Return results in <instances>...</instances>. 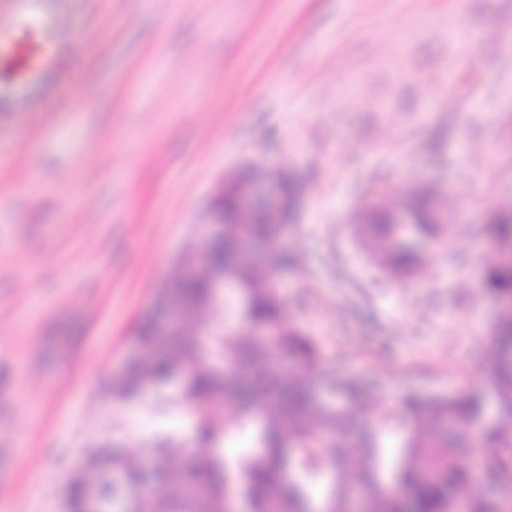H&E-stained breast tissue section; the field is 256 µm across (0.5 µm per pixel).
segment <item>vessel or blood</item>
Masks as SVG:
<instances>
[{"label": "vessel or blood", "mask_w": 512, "mask_h": 512, "mask_svg": "<svg viewBox=\"0 0 512 512\" xmlns=\"http://www.w3.org/2000/svg\"><path fill=\"white\" fill-rule=\"evenodd\" d=\"M20 32L31 38L32 46L18 76L15 109L39 112L43 99L27 75L52 74L56 58L74 46V31L69 16L53 6L52 0H6L5 7L0 8V46L15 47Z\"/></svg>", "instance_id": "obj_1"}]
</instances>
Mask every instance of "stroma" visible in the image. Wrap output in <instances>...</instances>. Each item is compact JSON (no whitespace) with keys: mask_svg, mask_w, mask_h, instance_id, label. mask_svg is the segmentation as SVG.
Here are the masks:
<instances>
[{"mask_svg":"<svg viewBox=\"0 0 512 512\" xmlns=\"http://www.w3.org/2000/svg\"><path fill=\"white\" fill-rule=\"evenodd\" d=\"M76 47L40 112L0 114V512H64L89 444L149 457L184 411L112 401L113 373L220 181L287 168L288 315L336 364L487 393L490 206L512 199V0H69ZM471 53L440 72L439 61ZM439 184L465 225L388 281L352 225L368 191Z\"/></svg>","mask_w":512,"mask_h":512,"instance_id":"35a3bbf8","label":"stroma"}]
</instances>
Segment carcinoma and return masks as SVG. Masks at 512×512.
<instances>
[{
	"label": "carcinoma",
	"mask_w": 512,
	"mask_h": 512,
	"mask_svg": "<svg viewBox=\"0 0 512 512\" xmlns=\"http://www.w3.org/2000/svg\"><path fill=\"white\" fill-rule=\"evenodd\" d=\"M415 203L414 233L436 242L456 234L453 206L438 184H430ZM395 206L371 195L367 223L355 228L380 272L408 283L419 274L420 255L402 240L401 225L390 223ZM436 209L443 212L442 224L428 223ZM496 209L495 247L485 261L482 290L503 306L481 371L500 415L460 441L447 427L470 431L483 414L481 401L463 393H405L400 408L387 412L379 426L360 425L362 413L377 392L390 387L391 378L350 373L325 360L317 341L287 316L286 300L276 288L280 270L296 264L294 253L282 247L287 225L262 210L251 223H239L236 188L233 179L225 180L224 234L206 247L188 245L178 263L192 272L157 288L165 302L154 303V313L169 308L181 319L165 331L146 322L109 387L112 400L127 403L141 400L148 388L161 396L172 380H182L169 404L190 412L194 435L157 436L147 462L124 451L109 459L98 448L90 450L87 466L68 483L67 512H84V486L100 481L108 466L133 483L148 469L164 478L156 494L128 499L127 512H230L234 496L245 498L254 512H314L320 501L329 503L330 512H352L344 472L351 464L346 449L353 447L361 449L358 486L365 512H403L404 503L387 490L391 481L405 488L413 512H488L457 458L476 445L483 448L475 466L493 475L499 492L512 494V201L500 200ZM256 242L265 245L261 255L251 252ZM226 272L237 281L244 304L213 288ZM282 355L297 369H279ZM319 386L335 389L341 402L322 399ZM222 402L233 407V418L217 419ZM255 420L249 447L260 452L226 458L228 429ZM185 448L199 449L191 467L173 466L172 458Z\"/></svg>",
	"instance_id": "carcinoma-1"
}]
</instances>
